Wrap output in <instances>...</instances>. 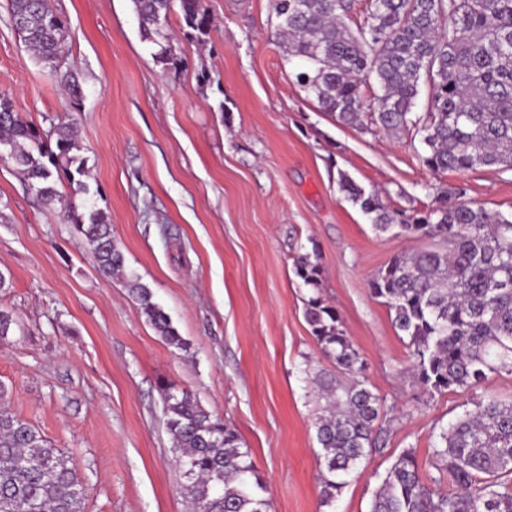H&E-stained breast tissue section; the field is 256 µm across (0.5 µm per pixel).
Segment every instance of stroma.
Here are the masks:
<instances>
[{"mask_svg": "<svg viewBox=\"0 0 512 512\" xmlns=\"http://www.w3.org/2000/svg\"><path fill=\"white\" fill-rule=\"evenodd\" d=\"M69 36L60 70L70 96L35 62L0 0V97L40 131L72 116L128 279L149 287L187 346L147 323L128 280L101 275L60 206L28 190L0 159V407L68 453L84 512H186L185 480L163 416L162 385L187 390L249 448L271 512H369L398 456L422 478L443 427L484 394L512 400V374L431 395L414 381L407 339L369 281L425 240L380 232L339 190L340 173L391 209H421L434 188L512 214V170L434 172L409 136L361 133L320 112L286 61L271 0H206L197 40L172 21L177 63L144 41L131 0H50ZM316 251L322 295L365 363L384 411L376 449L336 501L321 503L319 407L311 379L331 363L304 318L298 254Z\"/></svg>", "mask_w": 512, "mask_h": 512, "instance_id": "1", "label": "stroma"}]
</instances>
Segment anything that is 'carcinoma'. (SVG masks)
<instances>
[{
    "instance_id": "carcinoma-1",
    "label": "carcinoma",
    "mask_w": 512,
    "mask_h": 512,
    "mask_svg": "<svg viewBox=\"0 0 512 512\" xmlns=\"http://www.w3.org/2000/svg\"><path fill=\"white\" fill-rule=\"evenodd\" d=\"M131 2L143 39L158 47L156 58L165 64L174 60V11L197 38L208 35L204 0ZM352 8V0H273L286 59L303 62L295 79L318 109L361 132L374 127L420 139L425 151L419 158L436 172L512 170V0H368L359 23ZM9 13L37 62L58 72L67 32L49 0H9ZM423 82L429 103L417 113ZM373 85L377 93L367 101L364 92ZM1 143L28 187L75 221L98 269L128 278L107 217L91 209L82 219L62 191L66 184L89 191L73 124L60 119L42 133L0 98ZM339 185L375 228L398 227L428 241L393 257L369 282L394 327L409 338L416 382L442 393L469 390L492 373L512 374V216L466 200L462 186L440 189L423 209L393 211L377 191L344 172ZM295 273L310 291L304 317L311 334L336 366V376H316L325 405L314 428L328 506L376 448L383 406L336 309L321 296L318 260L298 255ZM131 292L155 332L185 348L151 289L134 280ZM163 413L191 512H271L268 488L235 429L188 391L165 388ZM439 438L435 468L448 475L453 490H441L436 478L424 481L406 450L373 495L370 512H512V400L478 403ZM85 497L70 457L0 408V512H84Z\"/></svg>"
}]
</instances>
